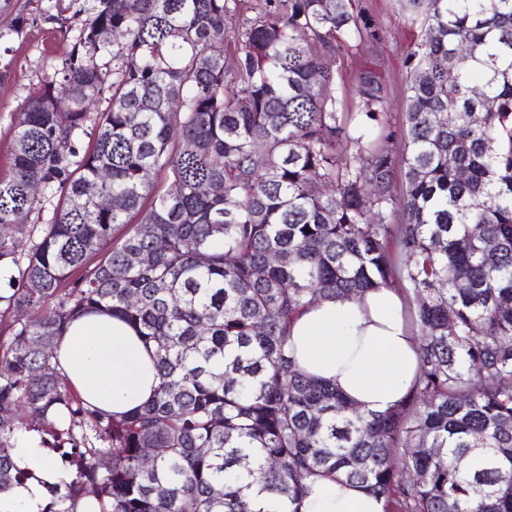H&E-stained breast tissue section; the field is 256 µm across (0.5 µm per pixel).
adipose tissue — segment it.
<instances>
[{"label":"adipose tissue","mask_w":512,"mask_h":512,"mask_svg":"<svg viewBox=\"0 0 512 512\" xmlns=\"http://www.w3.org/2000/svg\"><path fill=\"white\" fill-rule=\"evenodd\" d=\"M401 289L319 301L290 329L299 366L336 386L363 413H381L401 401L418 370L417 338L405 321ZM54 357L85 403L121 415L148 401L159 385L153 353L136 329L107 313L75 320ZM13 460L28 472L24 484L0 495V512H44L61 468L28 438ZM299 512H383V501L364 488L327 478L309 481Z\"/></svg>","instance_id":"obj_1"}]
</instances>
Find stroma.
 Instances as JSON below:
<instances>
[{
	"label": "stroma",
	"instance_id": "35a3bbf8",
	"mask_svg": "<svg viewBox=\"0 0 512 512\" xmlns=\"http://www.w3.org/2000/svg\"><path fill=\"white\" fill-rule=\"evenodd\" d=\"M84 0H0V174L8 172L12 141L8 134L12 119L21 112L25 102L40 90L48 62L60 59L70 49L53 21L44 19L42 10L51 7L53 13L72 16ZM363 11L379 19L384 28L383 41L373 50L345 57L347 69L374 67L389 90L392 122L402 120L405 110V71L403 56L414 37V29L401 8L399 0H359ZM28 17L23 32L13 30L16 16Z\"/></svg>",
	"mask_w": 512,
	"mask_h": 512
}]
</instances>
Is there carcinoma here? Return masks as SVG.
Instances as JSON below:
<instances>
[{
	"label": "carcinoma",
	"mask_w": 512,
	"mask_h": 512,
	"mask_svg": "<svg viewBox=\"0 0 512 512\" xmlns=\"http://www.w3.org/2000/svg\"><path fill=\"white\" fill-rule=\"evenodd\" d=\"M85 2L44 9L73 43L0 175V494L30 409L64 462L44 512H299L335 476L384 512H512V0H401L398 196L387 87L338 64L384 38L359 0ZM377 288L405 290L419 369L364 415L288 333ZM95 311L154 350L157 392L120 419L53 362Z\"/></svg>",
	"instance_id": "cac0c4a2"
}]
</instances>
